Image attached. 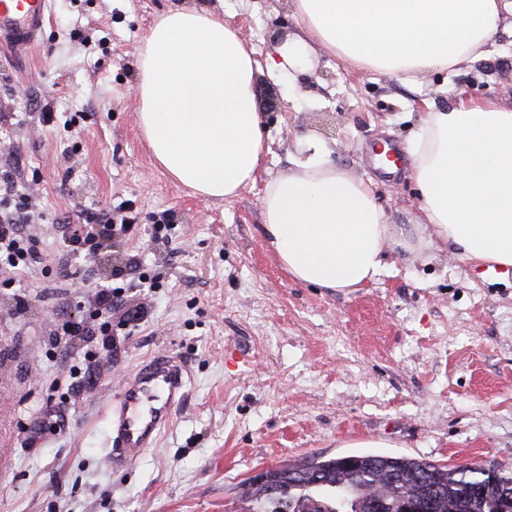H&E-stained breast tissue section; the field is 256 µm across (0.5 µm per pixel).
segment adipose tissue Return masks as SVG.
Returning <instances> with one entry per match:
<instances>
[{"instance_id": "1", "label": "adipose tissue", "mask_w": 512, "mask_h": 512, "mask_svg": "<svg viewBox=\"0 0 512 512\" xmlns=\"http://www.w3.org/2000/svg\"><path fill=\"white\" fill-rule=\"evenodd\" d=\"M299 34L273 41L270 73L295 79L311 54L405 85L453 73L512 31V0H294ZM256 61L230 22L177 7L139 53V123L155 161L207 200L255 183L268 147L253 97ZM298 159L265 182L266 245L288 276L343 290L379 277L387 247L436 248L487 272L512 270V104L464 97L428 106L408 154L418 223L388 224L370 184L298 139Z\"/></svg>"}]
</instances>
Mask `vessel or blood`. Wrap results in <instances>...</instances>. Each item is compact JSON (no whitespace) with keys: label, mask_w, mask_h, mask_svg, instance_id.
Returning <instances> with one entry per match:
<instances>
[{"label":"vessel or blood","mask_w":512,"mask_h":512,"mask_svg":"<svg viewBox=\"0 0 512 512\" xmlns=\"http://www.w3.org/2000/svg\"><path fill=\"white\" fill-rule=\"evenodd\" d=\"M50 0H0V47L27 54L42 38ZM187 368L177 357L158 355L127 375L109 405V457L135 462L153 447L186 397Z\"/></svg>","instance_id":"b4317fda"}]
</instances>
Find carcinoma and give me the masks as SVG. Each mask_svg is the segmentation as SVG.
<instances>
[{"mask_svg":"<svg viewBox=\"0 0 512 512\" xmlns=\"http://www.w3.org/2000/svg\"><path fill=\"white\" fill-rule=\"evenodd\" d=\"M512 476L481 464L445 466L426 459L363 454L358 466L343 469L338 459L313 455L293 464L270 468L266 481L242 483L246 512H303L316 501L321 512H336L342 500L374 486L387 488L391 508L408 493L427 494L435 512H494L500 486Z\"/></svg>","mask_w":512,"mask_h":512,"instance_id":"obj_1","label":"carcinoma"}]
</instances>
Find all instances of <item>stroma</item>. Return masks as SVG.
I'll return each mask as SVG.
<instances>
[{
  "label": "stroma",
  "instance_id": "1",
  "mask_svg": "<svg viewBox=\"0 0 512 512\" xmlns=\"http://www.w3.org/2000/svg\"><path fill=\"white\" fill-rule=\"evenodd\" d=\"M197 6L233 23L259 67L253 93L269 150L262 177L207 201L153 158L138 122V57L166 11ZM293 0H53L26 56L0 51V162L34 187L43 260L0 291V512H243L258 468L312 455L397 454L512 471V276L482 273L435 249H388L362 288L295 282L264 241V180L286 171L298 137L371 183L390 224L420 216L411 168L388 177L369 156L407 149L427 105L463 94L512 101V34L452 75L404 85L317 55L296 86L266 65L269 33L296 32ZM52 113L45 122L41 113ZM126 203L138 229L71 254L83 213ZM167 212L171 240L153 237ZM138 258L159 285L127 289L112 346L70 349L51 310L88 318L115 268ZM91 270L76 294L44 295L46 266ZM27 296L25 313L13 292ZM142 312L129 323L132 311ZM158 353L187 364V395L156 447L112 466L107 409L122 376ZM93 368V383L77 372ZM67 421L33 433L45 410Z\"/></svg>",
  "mask_w": 512,
  "mask_h": 512
}]
</instances>
